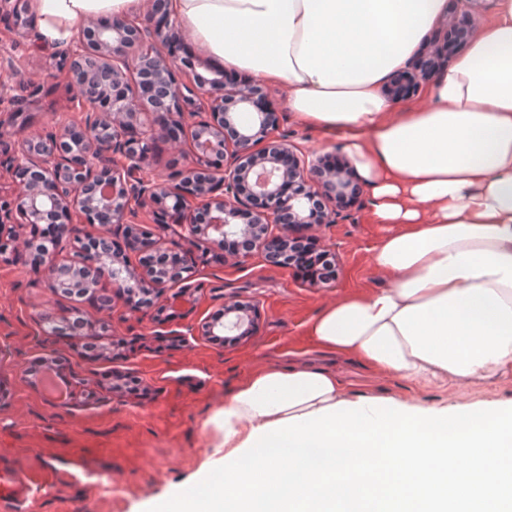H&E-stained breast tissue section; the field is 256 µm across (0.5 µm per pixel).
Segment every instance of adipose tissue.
Returning a JSON list of instances; mask_svg holds the SVG:
<instances>
[{
	"label": "adipose tissue",
	"mask_w": 512,
	"mask_h": 512,
	"mask_svg": "<svg viewBox=\"0 0 512 512\" xmlns=\"http://www.w3.org/2000/svg\"><path fill=\"white\" fill-rule=\"evenodd\" d=\"M39 43L144 0H30ZM197 50L285 87L298 124L338 137L371 195L387 284L324 307L316 347L417 382L512 367V0L402 105L380 86L448 0H170ZM214 451L167 512H512V405L352 401L332 369L266 365L210 419Z\"/></svg>",
	"instance_id": "ef3b65f1"
}]
</instances>
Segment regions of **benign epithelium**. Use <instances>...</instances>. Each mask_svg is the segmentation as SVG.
<instances>
[{
    "mask_svg": "<svg viewBox=\"0 0 512 512\" xmlns=\"http://www.w3.org/2000/svg\"><path fill=\"white\" fill-rule=\"evenodd\" d=\"M462 2V22L443 20L439 36L421 44L419 64L387 87L392 98L432 82L441 70L438 42L448 33L460 48L470 43L480 0ZM0 10L12 14L9 34L30 36L27 0H0ZM148 12L142 21L90 20L57 58L53 78L76 91L84 117L44 135L0 139V152L12 157L14 186L13 194L0 196V263L23 261L56 294H96L109 284L112 294L137 298V307L148 310L156 289L183 280L167 263L173 258L174 268L183 267L184 256L164 246L162 224L148 220L154 209L168 207L188 214L181 228L195 247L243 239L246 246L229 255L234 264H246L260 250L267 262L287 266V241L301 233L339 270L336 254L321 245L320 230L338 223V198L357 195V186L279 133V109L262 84H229L224 70L205 62L206 74L188 63L189 80L176 82L166 49L181 34L180 24L168 0H150ZM41 100L38 84L16 96L0 83V112L13 120L38 111ZM252 108L249 122L237 124L235 114ZM157 124L170 130L176 150L189 131L190 166L176 189L153 168ZM81 224L98 226V233L94 246L75 255L68 243L80 236ZM118 232L132 243L136 264L114 247ZM258 317L257 305L230 300L202 335L245 340Z\"/></svg>",
    "mask_w": 512,
    "mask_h": 512,
    "instance_id": "7a95c632",
    "label": "benign epithelium"
}]
</instances>
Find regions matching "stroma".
Masks as SVG:
<instances>
[{"label": "stroma", "instance_id": "35a3bbf8", "mask_svg": "<svg viewBox=\"0 0 512 512\" xmlns=\"http://www.w3.org/2000/svg\"><path fill=\"white\" fill-rule=\"evenodd\" d=\"M11 18L0 19V81L15 90L39 83L44 110L26 134L54 131L76 118L71 94L48 78L51 49L36 39L11 41ZM369 202L352 201L338 223L323 230V243L340 258L335 287L312 288L288 267L269 265L254 253L246 265L225 262L212 251L199 260L189 248L196 274L195 303L171 305L163 293L155 309L141 312L115 300L108 316L111 338L102 340L95 362L64 339L43 333V319L66 315L70 302L46 288L23 264L0 265V467L22 462L45 465L61 476L34 504L0 502V512H153L192 481L212 453L208 420L256 367L292 358L330 362L350 399L395 396L411 404L446 407L512 401V369L490 384H416L364 369L350 357L325 359L305 335L307 323L336 297L368 293L387 278L371 264L384 231L372 223ZM256 303L260 319L251 337L222 344L201 334L232 299ZM52 358L67 381L69 398L53 400L31 368ZM124 376L139 382L135 394L115 390ZM93 470L109 484L71 485L70 474Z\"/></svg>", "mask_w": 512, "mask_h": 512}]
</instances>
